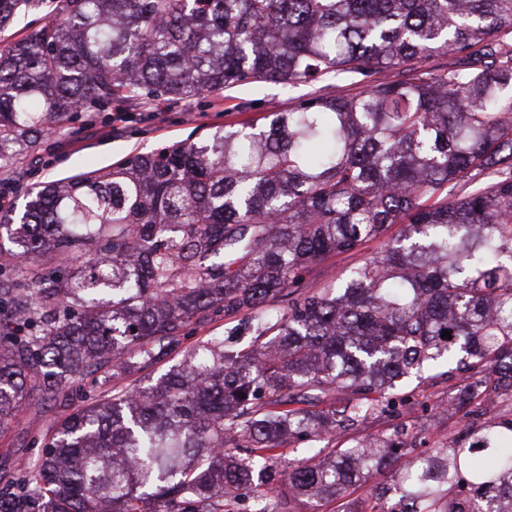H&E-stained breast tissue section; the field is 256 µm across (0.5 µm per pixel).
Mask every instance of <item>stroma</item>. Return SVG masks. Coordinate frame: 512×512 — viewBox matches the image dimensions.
<instances>
[{
  "label": "stroma",
  "instance_id": "35a3bbf8",
  "mask_svg": "<svg viewBox=\"0 0 512 512\" xmlns=\"http://www.w3.org/2000/svg\"><path fill=\"white\" fill-rule=\"evenodd\" d=\"M353 75L344 74L315 84L286 86L275 82L252 83L221 92L209 93L177 104L153 107L147 119L105 121L88 113L64 124L56 134L13 166L0 168V182L7 184L12 201L24 203L27 189L36 183H48L78 173L105 170L136 153H150L179 142H201L217 129L231 131L272 103L281 107L294 104L322 89H354ZM383 248L382 242L369 243L362 252L331 255L306 275L313 288L335 285L349 267L361 264ZM452 382L445 367L424 369L411 379L406 403L391 412L366 419L355 427L336 433V445L349 448L356 441L387 435L403 426L417 436V450L445 444L465 423L460 413L449 410L448 390ZM112 382L103 373L78 378L71 401H38L29 413L18 416L0 430V477L23 479L27 463L37 459L41 441L48 437L75 403L106 395ZM390 469L371 471L347 495L323 503L315 512H366L372 488L393 486Z\"/></svg>",
  "mask_w": 512,
  "mask_h": 512
}]
</instances>
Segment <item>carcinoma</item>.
Returning a JSON list of instances; mask_svg holds the SVG:
<instances>
[{
  "label": "carcinoma",
  "instance_id": "1",
  "mask_svg": "<svg viewBox=\"0 0 512 512\" xmlns=\"http://www.w3.org/2000/svg\"><path fill=\"white\" fill-rule=\"evenodd\" d=\"M34 2L0 0V32ZM435 54L448 67H417ZM344 73L358 91L0 209V428L79 375L115 381L57 425L29 485H0V512H291L387 465L398 499L376 488L370 512H512V0H65L0 41V166L114 103ZM396 224L339 285L301 291ZM91 249L111 256L68 272ZM216 317L250 346L211 337L124 383ZM439 361L467 419L448 443L416 453L402 427L278 461L290 439L330 443L396 406ZM257 483L267 494H243Z\"/></svg>",
  "mask_w": 512,
  "mask_h": 512
}]
</instances>
